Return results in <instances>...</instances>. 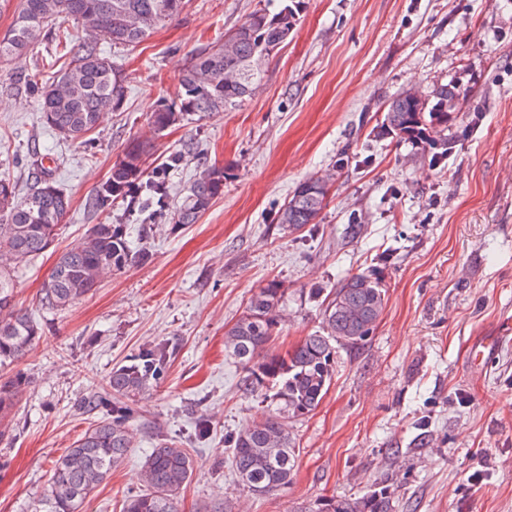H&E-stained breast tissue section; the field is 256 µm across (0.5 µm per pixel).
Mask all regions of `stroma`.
Returning <instances> with one entry per match:
<instances>
[{
    "mask_svg": "<svg viewBox=\"0 0 512 512\" xmlns=\"http://www.w3.org/2000/svg\"><path fill=\"white\" fill-rule=\"evenodd\" d=\"M282 4L186 0L175 20L116 50L123 101L82 143L52 132L35 92L10 79L26 70L51 80L69 60L58 36L82 35L73 20L55 19L23 57L0 63V178L23 197L32 158L48 153L70 197L55 244L20 262L15 277L14 303L41 335L0 367L30 379L0 438V512H25L41 495L54 461L99 418L82 411L84 399L154 342L173 350L167 372L134 402V446L84 512H121L144 491L142 462L160 434L194 460L181 512L215 501L232 512H296L320 496L384 487L394 512H512V344L482 364L466 353L512 316V0H301L296 28L239 109L151 127L195 51L253 10ZM449 83L467 95L449 126L457 143L448 159L377 138L389 100ZM134 139L147 144L152 169L192 142L193 155L169 171L171 199L203 163L223 166V196L197 223H159L148 263L104 277L63 313L42 310L44 279L100 222L86 202ZM317 177L328 193L314 223L282 230L279 210ZM371 272L385 308L365 341L338 346L326 395L293 422L290 484L266 496L243 490L225 440L268 408L245 391L225 330L277 280L287 307L268 351L284 353L322 328L312 289Z\"/></svg>",
    "mask_w": 512,
    "mask_h": 512,
    "instance_id": "obj_1",
    "label": "stroma"
}]
</instances>
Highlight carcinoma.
I'll use <instances>...</instances> for the list:
<instances>
[{
  "label": "carcinoma",
  "mask_w": 512,
  "mask_h": 512,
  "mask_svg": "<svg viewBox=\"0 0 512 512\" xmlns=\"http://www.w3.org/2000/svg\"><path fill=\"white\" fill-rule=\"evenodd\" d=\"M184 0H22L13 25L0 37V61L24 55L52 20L71 18L84 37L69 45L70 62L56 80L37 89L46 123L58 134L81 141L124 97L127 75L100 53L98 41L113 47L135 46L156 28L176 19ZM298 21L297 6L284 5L270 13L255 10L224 40L198 52L179 78L176 101L150 116L164 131L194 116L239 106L260 87L263 62L284 44ZM464 92L455 84H441L429 95L412 99L400 94L388 105L378 136H396L411 144H425L438 158L455 147L448 122ZM437 128L442 135L431 139ZM193 151L186 143L170 157L168 167L146 173V148L129 145L108 177L89 198L94 213L112 212L116 199L126 201L128 215L161 217L168 211L167 172ZM319 179L298 185L280 210L278 223L300 229L313 223L326 192L315 191ZM224 194V167L204 165L188 194L175 205L173 223L194 224L212 201ZM69 199L57 185L52 169L42 164L31 172L27 195L15 199L14 186L0 179V363L21 358L39 338L40 328L16 309L13 299L14 263L46 251L68 211ZM149 251L133 249L124 224L104 221L89 229L83 242L63 252L43 283L39 302L50 312L63 311L93 293L106 273L144 263ZM285 292L269 281L249 299L245 314L225 331V349L244 370L246 391L259 393L271 404L268 416L253 422L230 439L229 460L238 482L255 495L288 484L299 449L290 432L291 421L319 405L334 374L339 340L357 345L372 333L386 304V291L376 274H356L342 280L321 302L322 330L305 337L285 355L265 349L281 323ZM171 354L162 343L143 347L128 364L112 368L109 396L91 395L84 406L103 417L89 427L75 446L55 461L53 475L40 498L27 512H83L84 505L112 470L125 461L131 447L129 402L163 379ZM30 380L21 373L0 379V421L9 417ZM193 472L187 449L157 438L143 465L147 490L128 496L122 512H179L178 494ZM297 512H393L392 494L375 490L360 498L319 497Z\"/></svg>",
  "instance_id": "carcinoma-1"
}]
</instances>
